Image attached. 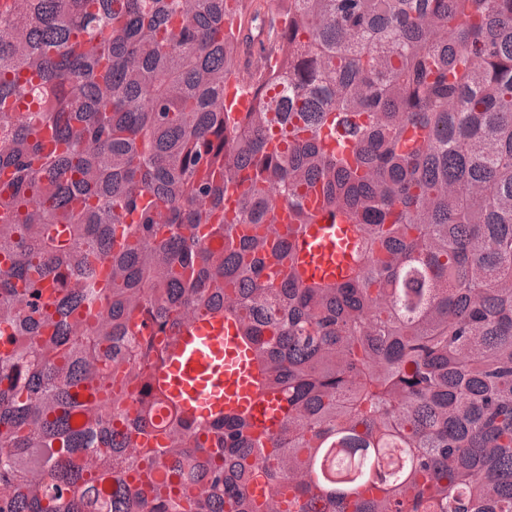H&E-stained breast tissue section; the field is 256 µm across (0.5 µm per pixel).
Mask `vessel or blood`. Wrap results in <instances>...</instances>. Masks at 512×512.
Here are the masks:
<instances>
[{
  "label": "vessel or blood",
  "mask_w": 512,
  "mask_h": 512,
  "mask_svg": "<svg viewBox=\"0 0 512 512\" xmlns=\"http://www.w3.org/2000/svg\"><path fill=\"white\" fill-rule=\"evenodd\" d=\"M243 60L240 79L251 84L261 76L267 58L269 23H243L240 30ZM346 234L343 225L317 224L298 243L308 275L335 277L344 272ZM255 352L237 334L232 321L217 316L185 322L176 344L155 373L154 385L163 401L156 422L173 409H195L205 414L238 413L250 421L270 416L268 401L257 386Z\"/></svg>",
  "instance_id": "1"
}]
</instances>
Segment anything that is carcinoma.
Returning a JSON list of instances; mask_svg holds the SVG:
<instances>
[{"label": "carcinoma", "instance_id": "cac0c4a2", "mask_svg": "<svg viewBox=\"0 0 512 512\" xmlns=\"http://www.w3.org/2000/svg\"><path fill=\"white\" fill-rule=\"evenodd\" d=\"M267 12L234 112L246 0H0V512H512V0ZM198 315L274 428L154 423ZM261 12L260 30L257 34L253 33L254 26L250 20L242 24L240 30V41L243 50V60L240 73V79L244 85H249L261 76L264 64L267 58L269 38V19ZM345 224H315L304 241H298L300 252L309 276L333 278L344 272L347 260L344 256L346 236Z\"/></svg>", "mask_w": 512, "mask_h": 512}]
</instances>
